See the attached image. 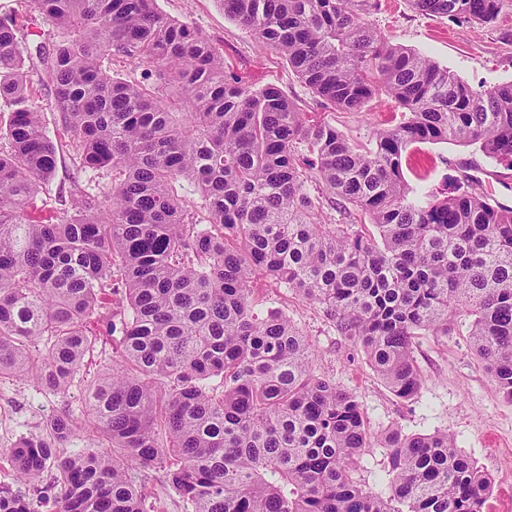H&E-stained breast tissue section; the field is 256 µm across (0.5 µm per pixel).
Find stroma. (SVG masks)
<instances>
[{"mask_svg": "<svg viewBox=\"0 0 512 512\" xmlns=\"http://www.w3.org/2000/svg\"><path fill=\"white\" fill-rule=\"evenodd\" d=\"M165 16L189 23L224 58V69L242 84L277 87L303 112H324L326 118L359 144L369 143L374 131L393 125L397 105L390 96L373 98L361 111L323 109L320 99L296 76L286 60L270 46L224 14L221 0H157ZM0 17L13 18L26 44L58 41V30L39 19L30 0H0ZM373 26L393 44L420 53L448 67L473 88L512 82V0H507L496 23H457L419 11L412 0H380L370 17ZM27 86L53 140L69 143L48 74L28 68ZM416 161L402 164L408 183L421 192L445 191L456 163L466 162L470 173L496 199L512 206V169L496 165L480 151L452 142L424 143L415 150ZM74 171L69 151H61L55 179L46 192L33 199L34 217L57 215L71 205ZM258 310L276 311L306 336L315 351L314 367L361 403L374 434L390 427L407 433L445 431L455 438L458 451L470 456L495 479L483 512H512V399L505 397L470 347L465 320H457L445 336L418 337L414 358L422 386L412 399L394 396L368 365L364 354L325 318L319 306L285 288L253 283ZM82 386L68 397L42 392L26 381H0V448L19 438L43 432L45 418L79 404ZM132 479L151 512H187L180 496L158 470L132 468Z\"/></svg>", "mask_w": 512, "mask_h": 512, "instance_id": "1", "label": "stroma"}]
</instances>
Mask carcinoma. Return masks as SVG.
Instances as JSON below:
<instances>
[{"mask_svg":"<svg viewBox=\"0 0 512 512\" xmlns=\"http://www.w3.org/2000/svg\"><path fill=\"white\" fill-rule=\"evenodd\" d=\"M154 2L32 0L61 39L31 50L0 18V379L66 397L96 346L89 323L116 290L126 299L108 319L120 360L88 384L82 417L64 408L0 458L37 495L60 488L58 512H147L133 465L160 469L189 512H483L492 480L446 432L389 430L387 496L366 490L355 474L374 444L357 397L314 372L286 316L257 312L251 283L318 305L404 399L422 384L415 338L463 314L512 399V207L466 178L413 197L402 169L416 145L448 140L512 168V82L476 90L390 43L368 20L377 0H223L323 106L395 100L399 120L358 145L276 87L243 85ZM414 4L479 24L504 7ZM112 57L147 65L144 80L113 74ZM28 61L55 80L76 165L73 212L54 220L28 211L58 162ZM103 169L111 186L87 191L82 173ZM180 179L198 201L174 194ZM325 204L377 234L326 223ZM79 432L100 448L60 457ZM0 512L36 510L0 484Z\"/></svg>","mask_w":512,"mask_h":512,"instance_id":"1","label":"carcinoma"}]
</instances>
